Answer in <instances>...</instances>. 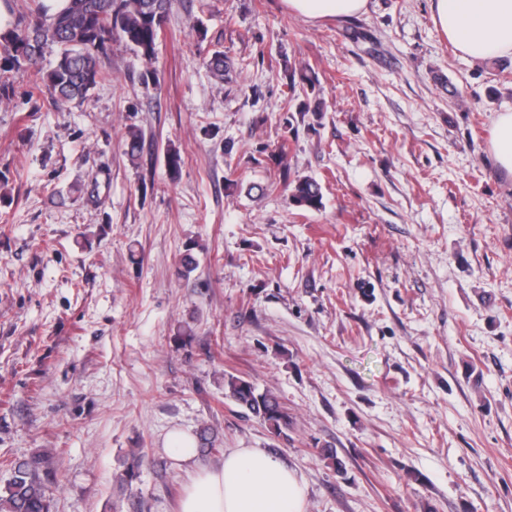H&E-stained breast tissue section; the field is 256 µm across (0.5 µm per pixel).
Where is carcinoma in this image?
I'll return each instance as SVG.
<instances>
[{
    "label": "carcinoma",
    "mask_w": 512,
    "mask_h": 512,
    "mask_svg": "<svg viewBox=\"0 0 512 512\" xmlns=\"http://www.w3.org/2000/svg\"><path fill=\"white\" fill-rule=\"evenodd\" d=\"M170 0H67L61 11L49 15L45 7L34 22L16 26L0 35V47L28 43V61L35 62L45 49L58 48L56 65L34 72V85L46 91L53 104L62 108L74 100H85L101 75L100 58L113 42L131 45L148 62L155 57L161 27L156 16H165ZM206 66L218 79L229 68L228 57L213 52ZM283 183L298 207L317 209L322 204L321 185L310 178ZM224 395L276 436L288 427V411L270 392H260L249 380L224 375ZM11 476L0 489V512H54L50 486L57 481L52 457L35 455L9 462Z\"/></svg>",
    "instance_id": "obj_1"
}]
</instances>
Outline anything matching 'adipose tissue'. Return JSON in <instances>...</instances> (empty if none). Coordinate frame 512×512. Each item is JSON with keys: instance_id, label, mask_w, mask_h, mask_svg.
<instances>
[{"instance_id": "obj_1", "label": "adipose tissue", "mask_w": 512, "mask_h": 512, "mask_svg": "<svg viewBox=\"0 0 512 512\" xmlns=\"http://www.w3.org/2000/svg\"><path fill=\"white\" fill-rule=\"evenodd\" d=\"M309 20L365 13L369 0H286ZM436 27L461 55L477 61L512 57V0H432ZM168 448L192 472L179 512H305V488L287 463L259 448H235L215 467L195 461L193 441L175 432Z\"/></svg>"}]
</instances>
